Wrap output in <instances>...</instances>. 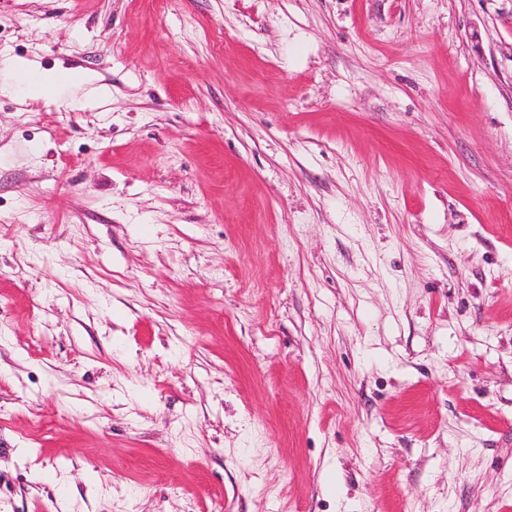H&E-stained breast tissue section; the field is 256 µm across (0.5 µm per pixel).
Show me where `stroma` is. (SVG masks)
I'll list each match as a JSON object with an SVG mask.
<instances>
[{
    "label": "stroma",
    "instance_id": "1",
    "mask_svg": "<svg viewBox=\"0 0 512 512\" xmlns=\"http://www.w3.org/2000/svg\"><path fill=\"white\" fill-rule=\"evenodd\" d=\"M0 512H512V0H0Z\"/></svg>",
    "mask_w": 512,
    "mask_h": 512
}]
</instances>
